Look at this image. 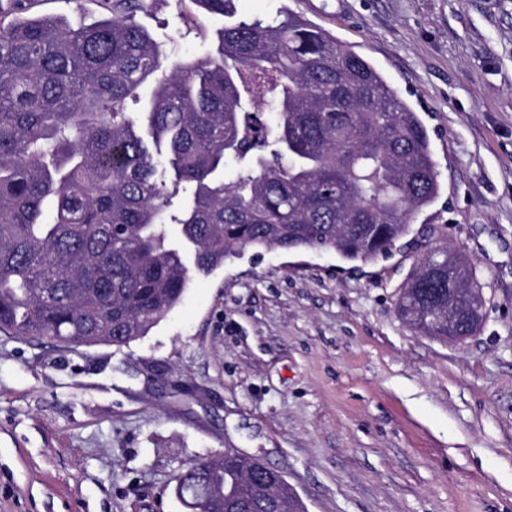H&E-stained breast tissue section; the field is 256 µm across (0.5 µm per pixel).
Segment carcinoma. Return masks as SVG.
I'll return each mask as SVG.
<instances>
[{
  "mask_svg": "<svg viewBox=\"0 0 512 512\" xmlns=\"http://www.w3.org/2000/svg\"><path fill=\"white\" fill-rule=\"evenodd\" d=\"M0 21V331L25 341L118 348L147 335L190 281L164 221L167 151L194 186L172 222L208 274L244 249L386 255L439 195L425 126L377 68L287 6L237 18L216 54L167 67L135 16L103 0L77 28L11 0ZM235 17V0H192ZM153 85L145 122L127 112ZM277 112L269 125L261 115ZM234 162L226 182L217 173ZM427 257L396 311L436 309L448 335V265ZM208 481L282 512L221 467Z\"/></svg>",
  "mask_w": 512,
  "mask_h": 512,
  "instance_id": "cac0c4a2",
  "label": "carcinoma"
}]
</instances>
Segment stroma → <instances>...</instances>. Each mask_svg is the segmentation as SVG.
<instances>
[{
    "mask_svg": "<svg viewBox=\"0 0 512 512\" xmlns=\"http://www.w3.org/2000/svg\"><path fill=\"white\" fill-rule=\"evenodd\" d=\"M286 5L370 61L419 113L440 194L387 256L248 249L193 275L128 346L66 351L0 332V512H187L174 476L235 448L309 512H512V0ZM155 0L167 63L215 54L220 15ZM70 24L99 0H32ZM475 264L482 329L460 344L397 316L427 244Z\"/></svg>",
    "mask_w": 512,
    "mask_h": 512,
    "instance_id": "1",
    "label": "stroma"
}]
</instances>
